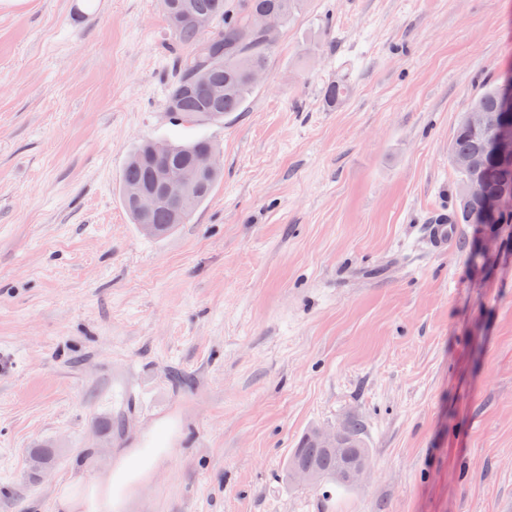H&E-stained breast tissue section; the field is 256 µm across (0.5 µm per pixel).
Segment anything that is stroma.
<instances>
[{"instance_id": "obj_1", "label": "stroma", "mask_w": 512, "mask_h": 512, "mask_svg": "<svg viewBox=\"0 0 512 512\" xmlns=\"http://www.w3.org/2000/svg\"><path fill=\"white\" fill-rule=\"evenodd\" d=\"M168 43L157 0H0V512H56L161 418L172 453L130 512H504L512 226L442 255L428 228L460 118L512 69V0H306L219 122L167 112ZM201 136L221 180L143 235L131 149ZM350 415L362 484L286 482Z\"/></svg>"}]
</instances>
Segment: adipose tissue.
<instances>
[{
  "label": "adipose tissue",
  "mask_w": 512,
  "mask_h": 512,
  "mask_svg": "<svg viewBox=\"0 0 512 512\" xmlns=\"http://www.w3.org/2000/svg\"><path fill=\"white\" fill-rule=\"evenodd\" d=\"M175 432L174 420L157 421L138 447L116 453L102 476L80 480L78 493L62 492L58 512H127L133 495L168 459Z\"/></svg>",
  "instance_id": "1"
}]
</instances>
